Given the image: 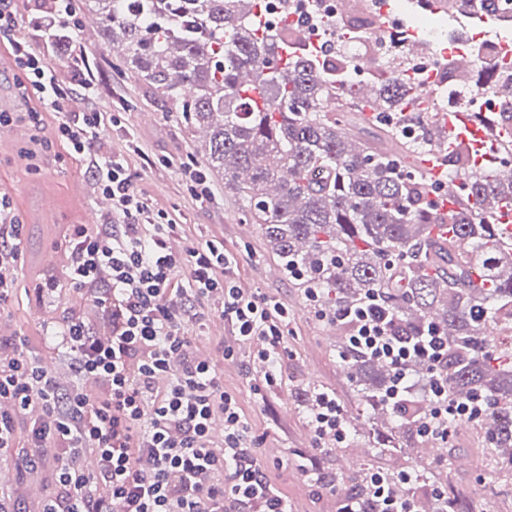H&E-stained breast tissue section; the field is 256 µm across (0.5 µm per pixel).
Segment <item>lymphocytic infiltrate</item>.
Masks as SVG:
<instances>
[{"label": "lymphocytic infiltrate", "mask_w": 512, "mask_h": 512, "mask_svg": "<svg viewBox=\"0 0 512 512\" xmlns=\"http://www.w3.org/2000/svg\"><path fill=\"white\" fill-rule=\"evenodd\" d=\"M79 26V0H46L40 25L45 48L37 52L17 34L14 0H0V43L14 54L12 78L23 97L37 102L28 112H1L0 126L21 124L37 138L38 172L57 161L55 146L64 144L83 161L93 194L110 201L96 228L69 225L62 274L42 276L34 287L41 301L66 289L85 294L109 323L110 334L99 339L80 312L63 317L57 346L71 356L76 376L67 390L26 337L0 344V455L15 448L17 421L29 415V447L56 451L54 491L42 512H290L286 497L267 478L262 436L244 418L236 395L225 390L222 373L195 357L190 334L191 325L216 314L232 328L234 342L225 346V359L235 358L236 344H262L264 368L250 384L258 393L278 383L287 355L286 309L264 293H242L223 246L207 241L175 248L180 224L138 188L126 157L102 146L106 128L119 125V117L67 109L69 94L57 72L82 73L84 59L74 54L56 60L45 49L60 31L73 33ZM49 112L56 114L57 125L53 138L45 139ZM27 235L13 201L0 195V314L13 302ZM335 317L352 322L354 352L391 366L386 395L393 404L423 392L420 429L435 444L447 447L449 418L479 417V409L448 399L442 371L447 336L433 328L418 336L395 335L390 310L376 291ZM416 360L429 366L420 385L407 374ZM218 417L224 420V437L216 444L210 427ZM308 425L314 439H346L343 409L330 393H319ZM396 481L408 484L412 476L365 474L338 512H418L414 496L393 494Z\"/></svg>", "instance_id": "f902f5d3"}]
</instances>
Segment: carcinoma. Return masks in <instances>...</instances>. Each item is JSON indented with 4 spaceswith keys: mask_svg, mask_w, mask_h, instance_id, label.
I'll list each match as a JSON object with an SVG mask.
<instances>
[{
    "mask_svg": "<svg viewBox=\"0 0 512 512\" xmlns=\"http://www.w3.org/2000/svg\"><path fill=\"white\" fill-rule=\"evenodd\" d=\"M496 0H448V12L500 22ZM104 32L123 47L130 74L155 86L191 127L210 129L206 168L224 171V191L238 196L242 220L260 226L284 273L316 288L333 309L355 308L380 290L398 336L436 326L448 336V400L488 403L476 422L495 468L512 475V346L502 352L486 326L512 331V233L497 223L512 206V182L497 179L488 148L456 143L448 174L460 181L455 207L430 201L422 161L447 139L438 124L440 92L417 104L404 54L368 72L374 99H358L359 81L341 64L364 68L369 41L352 21L329 26L326 54L294 33L298 23L262 21L266 0H87ZM434 57L448 87L477 83L512 92V61L492 62L472 47L463 80L453 60L420 35L406 36ZM471 121L494 137L491 112ZM448 225L452 236L433 234ZM481 283L472 285V275ZM360 400L375 422L349 433L390 456L427 438L424 401L399 410L386 400L390 366L339 349ZM386 425L381 430L379 424Z\"/></svg>",
    "mask_w": 512,
    "mask_h": 512,
    "instance_id": "1",
    "label": "carcinoma"
}]
</instances>
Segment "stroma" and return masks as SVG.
Here are the masks:
<instances>
[{
  "label": "stroma",
  "mask_w": 512,
  "mask_h": 512,
  "mask_svg": "<svg viewBox=\"0 0 512 512\" xmlns=\"http://www.w3.org/2000/svg\"><path fill=\"white\" fill-rule=\"evenodd\" d=\"M83 30L72 38L82 52L84 74L96 89L93 101L74 100L75 109L94 106L122 117L118 128L106 129L108 146L124 152L133 171L139 175V188L157 207L167 210L182 226L186 241L211 240L223 244L236 260L233 279L239 288L260 291L277 299L288 310L286 341L290 354L285 358L277 388L254 393L248 377L254 372V350L242 346L234 360L223 361L220 349L231 336L229 325L215 317L198 332L200 356L213 359L224 372L225 390L236 394L240 407L256 434L262 435L264 458L272 460L268 474L296 504L300 512H337L338 499L331 495L314 496L304 478L296 473L297 456L314 445L302 406L306 391L328 390L335 393L346 414L365 422L366 413L346 371L340 364L338 346L345 335L334 320L318 315L293 280L280 274L277 257L256 224L244 223L240 202L225 193L224 174L208 171L211 198L196 202L182 184L178 166L185 157L203 162L208 150L205 136L190 128L180 113L174 112L160 91L147 82L125 73L118 56L112 52L105 35L92 15L82 14ZM22 141L0 143V182L10 183L11 194L21 215H28V190L32 187L51 193L58 208L29 224L28 255L48 252L51 241L61 239L67 226L81 223L84 211L95 204L91 193L76 195L75 184L86 181L81 161L62 155L58 163L41 173L26 169L21 156ZM60 263L24 265L18 280L14 303L9 313L0 315V337L17 334L28 337L34 353L64 380H72L70 362L60 353L47 349L44 323L65 315L70 306L69 293L60 298L36 302L32 287L37 275L60 273ZM41 467H22L17 458H0V504L6 512H38L42 500L54 487V449H41ZM325 474L352 475L369 470H390L403 465L417 471L434 470L442 477L441 486L460 512H512V478L492 473L483 443L476 431L453 434L447 448L428 450L416 444L398 458H390L365 446L330 443L318 454Z\"/></svg>",
  "instance_id": "35a3bbf8"
}]
</instances>
